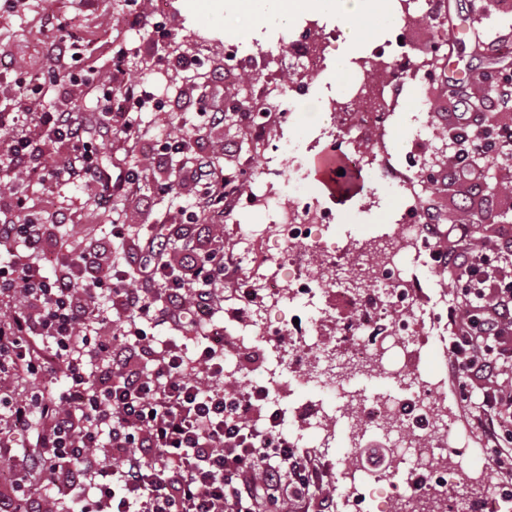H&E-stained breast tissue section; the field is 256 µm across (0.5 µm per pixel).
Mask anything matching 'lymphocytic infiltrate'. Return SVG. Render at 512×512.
Instances as JSON below:
<instances>
[{
  "mask_svg": "<svg viewBox=\"0 0 512 512\" xmlns=\"http://www.w3.org/2000/svg\"><path fill=\"white\" fill-rule=\"evenodd\" d=\"M131 44L119 66L89 83L70 71L54 84L71 87L67 103L35 106L40 77L25 83L11 109L0 110V199L10 218L0 221V512H304L320 468L312 454H296L272 419H259L263 387L242 393L224 386V328L217 324L224 269L221 236L196 216L223 207V167L198 155L191 136L169 140V154L186 159L195 189L191 210L137 229L123 265L113 239L90 246L63 242L55 223L27 208V182L54 191L58 182L82 187L95 210L112 211L140 188V166L118 175L103 170L96 142L78 119V88L97 91L98 139L116 137L140 150L137 112L151 96L127 77ZM455 176L483 180V162L503 157L512 125L485 126L462 101L448 129ZM22 220H13V213ZM461 249L446 268L460 301L448 311L455 340L451 369L465 380L462 400L489 442L512 439V392L495 387L512 353V279L499 260L512 256V238H488L472 250L471 225L458 227ZM194 324L200 341L179 337ZM172 331L161 341L156 328ZM60 374L64 390L48 377ZM31 384L17 394L12 382Z\"/></svg>",
  "mask_w": 512,
  "mask_h": 512,
  "instance_id": "obj_1",
  "label": "lymphocytic infiltrate"
}]
</instances>
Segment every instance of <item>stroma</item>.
I'll return each mask as SVG.
<instances>
[{"mask_svg": "<svg viewBox=\"0 0 512 512\" xmlns=\"http://www.w3.org/2000/svg\"><path fill=\"white\" fill-rule=\"evenodd\" d=\"M153 0H141L137 10H130L127 0H53L51 10H44L43 0H19L10 4L0 0V54L12 56L14 71L0 73V104L15 98L17 78L44 75L66 67L81 72L84 64L72 59L59 60L47 54L45 44L52 34L48 16H55L68 25L67 32L76 40L87 44L98 74H106L118 42L148 43L149 22ZM448 5L447 40L440 49L441 55L450 57L455 69L454 77L442 84L425 85L415 73H408L391 122L385 133L366 131L359 144L364 152L376 151L378 142L400 155L408 150L413 128L419 124L429 127L424 144L426 161L434 168L447 169L451 152L443 136L454 123L459 101L474 93L469 75L475 70H485L488 65L499 68L512 67V55H500L495 45L512 41V0H446ZM166 25L171 32L164 50L168 63L157 60L156 53L147 52L128 63L131 76L146 78L151 90L164 104H171L176 96L196 95L207 92L220 95L224 92V46L237 45L240 54L256 55L275 48L279 40L311 30L313 39L309 50L325 60L324 70L307 77L302 94L284 91L279 100L280 108L290 119L279 134L296 147L293 158L283 162L270 160L268 152L254 154L252 164L257 172L262 191L271 195L289 196L296 189L293 177L301 175L310 192L332 208L336 221L327 232V238L336 252L337 267L354 263L358 249L380 244L382 237L395 230L394 219L403 201L380 177L377 169L363 170L364 184L348 193H328L317 182L311 162L325 147L320 131L330 112L337 109L344 99L336 83L335 59L337 52L346 46L348 31L344 24L324 13H299L293 15L287 27L262 24L257 16L236 25L234 17L225 16L222 0H168ZM180 54L198 56L202 67L195 75L180 71L173 64ZM313 104V111H304V104ZM143 139L139 156L141 166V191L131 201L120 202L123 222L128 224H153L161 220L176 204H188L189 185L179 172L178 163L160 164L157 149L180 129H189L198 141V149L205 155L222 157L226 167L240 164V157L228 158L224 149L230 144H242L243 135L236 118H229L219 129L205 127L192 109L180 112L141 113L139 117ZM512 170L511 159H498L486 166L484 193H476L468 184L447 179L437 193L445 214L446 224L459 221L460 208L466 199H475L476 218L481 219V233L501 232L512 236V188H504L502 177ZM171 183L173 190L162 196L157 192L161 183ZM57 201L73 214V224L67 232L81 241H91L112 234V215L93 211L85 193L70 184L58 185ZM414 273L420 280L424 295L418 302L427 311L447 300L456 306L457 298L451 288L450 274L429 267L416 266ZM447 338L452 330H445ZM445 342L414 343L409 365L421 372L424 380L431 382L432 392L441 410L447 414L463 437L469 454H480L486 443L477 431L472 417L464 406L459 390L458 376L448 369V345ZM290 339L286 336H269L245 356L239 357L232 378L237 386L246 388L265 382V368L281 365L277 391L282 405L288 409V422L296 429L304 428L311 406H319L334 419L336 446L332 453L343 456L348 445L349 427L343 421V403L318 386L304 382V370L287 364ZM346 391L367 400L377 397H400L406 394L405 385L383 373L377 366L357 368L345 375ZM352 492L338 472L324 476L321 484L310 493L309 512H351L348 502Z\"/></svg>", "mask_w": 512, "mask_h": 512, "instance_id": "35a3bbf8", "label": "stroma"}]
</instances>
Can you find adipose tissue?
Masks as SVG:
<instances>
[{"mask_svg":"<svg viewBox=\"0 0 512 512\" xmlns=\"http://www.w3.org/2000/svg\"><path fill=\"white\" fill-rule=\"evenodd\" d=\"M256 12L264 24L287 26L293 13L324 12L352 23L353 40H364L390 24V0H224L225 12L240 8Z\"/></svg>","mask_w":512,"mask_h":512,"instance_id":"obj_1","label":"adipose tissue"}]
</instances>
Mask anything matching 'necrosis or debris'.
Returning a JSON list of instances; mask_svg holds the SVG:
<instances>
[{
	"label": "necrosis or debris",
	"mask_w": 512,
	"mask_h": 512,
	"mask_svg": "<svg viewBox=\"0 0 512 512\" xmlns=\"http://www.w3.org/2000/svg\"><path fill=\"white\" fill-rule=\"evenodd\" d=\"M443 42V35H436L424 48L425 58L419 62L393 46L376 47L373 55L379 65L389 66L391 77L374 82L370 65H362L354 73L351 93L341 107L345 114L343 125L332 122L324 128L325 135L340 136L346 144V171L376 166L390 186L408 201L398 220L397 233L389 237L380 253L363 252L357 256L354 270L369 284L370 291L341 324L340 332L349 341L352 359L360 364L376 362L386 374L412 387L413 394L405 401L383 399L360 403L357 411L347 418L350 427L360 433L359 438L351 440L349 454L353 457L362 454L361 437L367 433L385 441L388 464L395 472L405 471L414 477L426 474L442 477L452 467L479 468L482 479L478 491L453 496L448 512H471L473 502L480 499L489 502L493 512H500L497 482L489 462H478L477 458L458 450L459 435L449 426L447 418L441 416L429 382L408 370L414 343L409 317L420 293L414 268L420 262L436 267L444 261L443 232L432 234L427 230L428 225L439 222V208L429 196L434 188L429 170L415 154L408 152L397 159L383 144L368 155L352 148L364 127L382 131L388 126L393 100L399 92L396 73L410 68L428 75L429 58L439 51ZM281 92L279 84L270 83L254 98L235 99L233 106L235 111L248 113L247 131L252 141L287 157L293 152L292 144L274 136L275 130L287 122L286 113L277 105ZM238 179L246 184L247 190L234 193L231 208L243 203L259 206L269 222L253 224L242 231L230 256L227 279L235 285L237 294L251 300L252 305L244 331L234 343L225 344L224 355L233 357L237 348L251 344L254 337L288 333V323L272 325L269 312L294 298L302 307L305 320L289 354L292 362L297 363L327 316L326 300L344 298L352 292L346 280L331 278L326 273L330 249L324 235L335 216L317 198L308 195L290 199L258 195L257 174L250 161L241 163ZM268 232L275 238L277 251L262 255L258 252L259 238ZM278 376L277 369L267 370L265 396L289 447L295 450L308 447L310 438L314 437L320 448L330 450L334 435L325 414L315 415L303 431L288 426L287 411L275 397Z\"/></svg>",
	"instance_id": "1"
}]
</instances>
